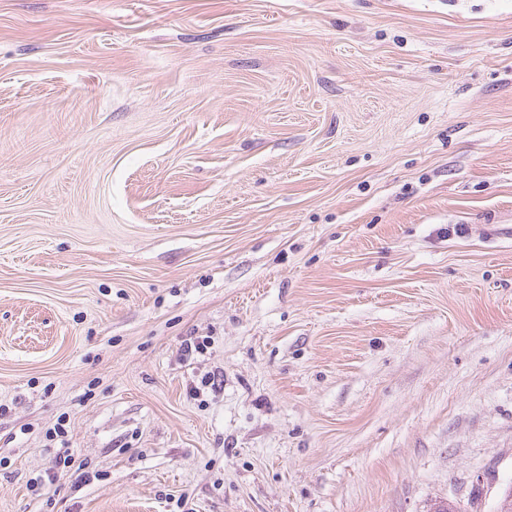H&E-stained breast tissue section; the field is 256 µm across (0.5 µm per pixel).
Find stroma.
<instances>
[{"mask_svg": "<svg viewBox=\"0 0 512 512\" xmlns=\"http://www.w3.org/2000/svg\"><path fill=\"white\" fill-rule=\"evenodd\" d=\"M510 227L512 0H0V512H493Z\"/></svg>", "mask_w": 512, "mask_h": 512, "instance_id": "35a3bbf8", "label": "stroma"}]
</instances>
